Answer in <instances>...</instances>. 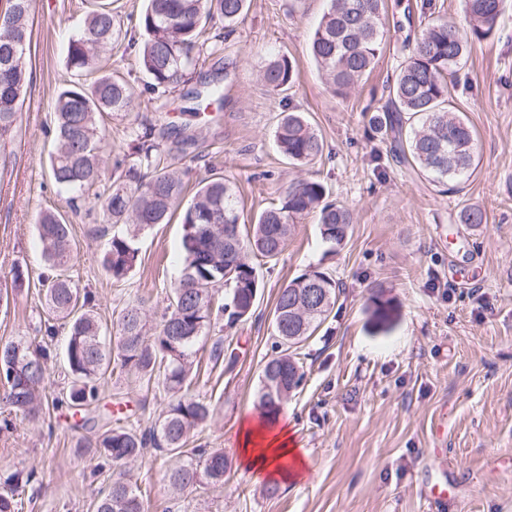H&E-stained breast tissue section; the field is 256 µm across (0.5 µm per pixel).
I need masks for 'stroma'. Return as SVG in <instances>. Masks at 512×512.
<instances>
[{"instance_id": "stroma-1", "label": "stroma", "mask_w": 512, "mask_h": 512, "mask_svg": "<svg viewBox=\"0 0 512 512\" xmlns=\"http://www.w3.org/2000/svg\"><path fill=\"white\" fill-rule=\"evenodd\" d=\"M89 2L30 0V80L16 129L0 143V344L46 341L34 230L41 210L68 220L74 259L67 273L95 295L104 324L138 301L158 324L180 273L183 228L174 218L140 237L136 269L112 281L101 266L104 241L93 233L99 208L86 202L71 211L50 180L55 99L71 81L68 39ZM422 2L386 0L380 59L346 94L334 93L309 54L326 0H251L233 31L219 19L206 25L208 53L194 79L159 96L146 92L137 62L144 2L112 0L121 31L109 64L133 86L135 100L127 115L100 120L104 183L117 176V162L131 160L134 134L181 130L190 143L164 162L186 170L185 197L201 179L224 176L236 183L248 222L290 182L314 177L353 222L334 250L322 241L316 215L297 224L278 260L261 271L253 317L223 332L232 369L213 364L212 338L198 344L200 376L191 392L213 413L191 443L234 458L239 421L255 415L261 367L274 352L270 320L279 288L311 267L335 277L338 302L303 345L304 385L279 414L306 452L305 478L280 484L271 496L237 465L223 489L176 499L165 478L174 458L151 450L127 467L147 512H425L421 489L444 479L457 488L448 512H512V0H504L495 36L471 44L451 91L476 135V168L451 192L396 162L370 127L387 100V80L410 52L407 34L419 33L433 13L467 27L463 0H430L426 13ZM277 56L298 73L283 91L260 80ZM205 76L224 86L220 111H198L186 96ZM291 111L304 113L324 140L322 156L306 167L289 164L274 144L279 113ZM465 203L484 210L485 224L459 223ZM377 291L395 305L394 322L382 332L370 324ZM160 402L156 387L116 373L102 381L90 408L49 403L39 419L14 418L10 430H0V493L14 498L17 512H90L113 467L87 445L110 428L150 426ZM17 471L32 473V481L11 482Z\"/></svg>"}]
</instances>
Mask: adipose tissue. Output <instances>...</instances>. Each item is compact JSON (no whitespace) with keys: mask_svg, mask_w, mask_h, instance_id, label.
<instances>
[{"mask_svg":"<svg viewBox=\"0 0 512 512\" xmlns=\"http://www.w3.org/2000/svg\"><path fill=\"white\" fill-rule=\"evenodd\" d=\"M236 446L242 466L255 478L295 482L306 470L294 435L277 423L243 418L236 431Z\"/></svg>","mask_w":512,"mask_h":512,"instance_id":"obj_1","label":"adipose tissue"}]
</instances>
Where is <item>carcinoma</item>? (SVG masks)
<instances>
[{"instance_id":"carcinoma-1","label":"carcinoma","mask_w":512,"mask_h":512,"mask_svg":"<svg viewBox=\"0 0 512 512\" xmlns=\"http://www.w3.org/2000/svg\"><path fill=\"white\" fill-rule=\"evenodd\" d=\"M0 23V140L16 128L19 103L27 88V51L31 40L28 0H8ZM329 7L310 38V51L326 82L342 94L355 87L375 67L384 31L380 16L384 0H328ZM248 0H145L139 16L143 41L138 62L152 92H166L182 82L199 58L200 34L219 16L231 29ZM468 29L461 32L444 18L429 21L407 59L387 85V101L372 120L374 129L393 143L398 157L413 170L443 186L456 185L475 163L474 134L465 116L449 101L448 75L466 59L474 40L495 35L503 0H464ZM120 23L111 0H93L83 25L69 40L66 64L76 77L55 100L50 152V176L55 185L73 193L70 204L89 192L99 204L103 224L96 229L107 238L102 264L114 281H122L139 261L137 241L158 224H167L182 208L180 251L183 269L169 289V304L153 334L146 329L141 303L125 306L116 332L99 322L94 297L80 292L64 274L73 257L70 225L56 211L39 214L36 224L49 310L67 321L64 359L69 376L66 396L58 405L91 406L99 397V382L112 365L136 379L156 380L166 402L155 424L147 429L117 427L101 434L96 454L117 468L144 457L153 448L179 457L167 472L178 491L218 489L231 473L232 461L222 448H184L194 430L212 415L209 403L189 394L193 382L195 346L220 322L232 327L252 318L262 279L255 258L278 259L298 220L315 213L323 242L334 248L352 228L350 212L327 201L328 190L310 177L291 183L279 198L260 211L251 224L240 223L235 183L222 176L198 182L182 204L184 175L162 163V147L152 131L138 139L129 165L103 188L102 136L97 117L128 111L133 88L107 66L108 51ZM297 71L287 58L269 61L260 74L272 91L295 83ZM197 101L224 100L217 81L207 83ZM275 143L297 166L322 156V137L301 112L280 114ZM459 223L477 227L486 222L483 210L465 205ZM216 224L238 226L231 241L220 238ZM225 289L224 301L215 294ZM340 294L336 279L309 268L282 286L276 296L271 328L275 355L266 360L257 392L260 413L275 417L284 401L305 379L297 350L327 320ZM394 313L392 300L379 293L371 298V321L387 327ZM50 348L34 350L23 339L0 346L3 400L29 417L42 410ZM92 512H144L138 488L124 472L93 499Z\"/></svg>"}]
</instances>
